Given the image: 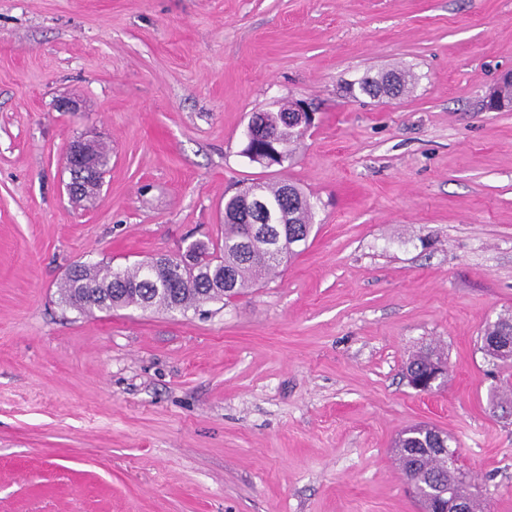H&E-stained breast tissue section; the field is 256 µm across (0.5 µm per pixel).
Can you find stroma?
Listing matches in <instances>:
<instances>
[{
  "mask_svg": "<svg viewBox=\"0 0 512 512\" xmlns=\"http://www.w3.org/2000/svg\"><path fill=\"white\" fill-rule=\"evenodd\" d=\"M391 70L410 92L349 95ZM509 72L512 0H0V512H421L392 450L420 422L512 512V369L481 341L512 319V111L482 105ZM291 98L300 255L196 313L59 303L74 262L220 238L274 175L252 114ZM81 136L112 148L84 206ZM429 348L453 385L421 395ZM433 353V351H430L415 355L408 363L407 373L413 370L417 374L424 376L428 370L433 367L434 362H442L447 365L440 355ZM442 363L438 364L435 367L434 372H431L425 378L415 379L413 377H409V385L420 393H431L435 387H438L445 381L447 367Z\"/></svg>",
  "mask_w": 512,
  "mask_h": 512,
  "instance_id": "obj_1",
  "label": "stroma"
}]
</instances>
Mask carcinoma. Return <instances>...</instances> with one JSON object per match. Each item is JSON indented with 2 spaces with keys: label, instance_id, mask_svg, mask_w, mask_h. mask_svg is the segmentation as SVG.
<instances>
[{
  "label": "carcinoma",
  "instance_id": "carcinoma-1",
  "mask_svg": "<svg viewBox=\"0 0 512 512\" xmlns=\"http://www.w3.org/2000/svg\"><path fill=\"white\" fill-rule=\"evenodd\" d=\"M415 75L406 70L389 71L366 77L359 84L361 93L376 98L382 95L400 96L415 83ZM266 125L277 133L280 157L271 156L268 143L253 144L258 157L284 167L293 159L290 146L302 136L288 132L279 124L276 112L264 113ZM85 157L90 166L88 173L71 176V198L80 203L92 200L103 184V176L111 161L110 149L103 143L88 141L84 144ZM260 191V210L272 222L281 214H289V223L280 230L288 242L281 258H272L257 248L248 250L243 241L248 237L251 224L244 222V198L253 190ZM314 221V205L296 184L280 181L258 180L244 189L224 198V237L216 242L195 241L176 255H161L143 264L124 268L91 262L76 265L71 276L63 278L58 286L59 300L80 313L94 309L110 312L114 308L135 307L162 309L186 313L191 308L211 302L230 299L244 293L259 280L270 275L285 258L299 254L298 247L306 244ZM508 325L499 320L484 329L482 350L498 369H509L512 363L500 358L490 339ZM442 357L433 352L420 353L408 363L407 370L423 376L433 363ZM439 434L423 425L405 430L396 441L395 456L408 484L416 497H421L427 478L434 475L454 487L469 501V512H484L482 497L471 491L472 485L459 475L448 471L442 457L428 455L415 464L416 455L430 442L438 441Z\"/></svg>",
  "mask_w": 512,
  "mask_h": 512
}]
</instances>
